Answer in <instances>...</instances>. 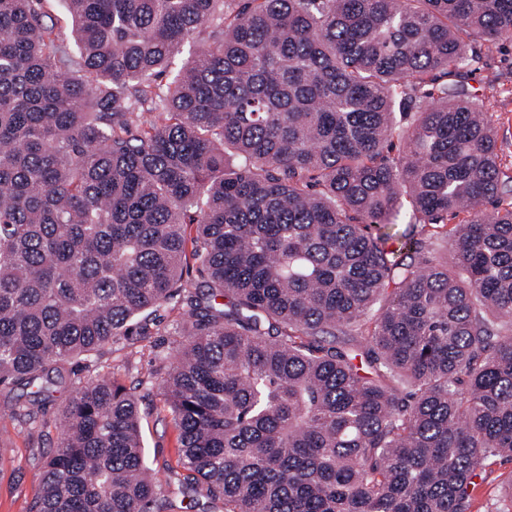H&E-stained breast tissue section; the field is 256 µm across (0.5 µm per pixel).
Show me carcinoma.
<instances>
[{
    "label": "carcinoma",
    "mask_w": 512,
    "mask_h": 512,
    "mask_svg": "<svg viewBox=\"0 0 512 512\" xmlns=\"http://www.w3.org/2000/svg\"><path fill=\"white\" fill-rule=\"evenodd\" d=\"M43 2L0 0L9 418L175 302L174 497L471 512L512 459V161L468 77L512 0ZM61 426L30 512L173 508L117 378ZM512 471V461L506 457H492L486 462L482 480L472 494V512H499L504 508L501 482Z\"/></svg>",
    "instance_id": "1"
}]
</instances>
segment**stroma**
Instances as JSON below:
<instances>
[{"instance_id": "stroma-1", "label": "stroma", "mask_w": 512, "mask_h": 512, "mask_svg": "<svg viewBox=\"0 0 512 512\" xmlns=\"http://www.w3.org/2000/svg\"><path fill=\"white\" fill-rule=\"evenodd\" d=\"M482 61L468 82L476 100L494 95L493 113L498 147L512 155V39L482 43ZM182 311L167 305L145 336L122 338L111 348L75 365L71 386L59 389L41 407L36 426L0 422V512H29L39 491L42 464L61 436L60 414L73 386L95 375H115L138 402L143 446L149 468L157 478V492L166 495L181 465L176 448L177 430L160 396L157 377L173 360L182 338L175 331ZM512 473V460L487 461L472 494V512H502L501 482Z\"/></svg>"}]
</instances>
